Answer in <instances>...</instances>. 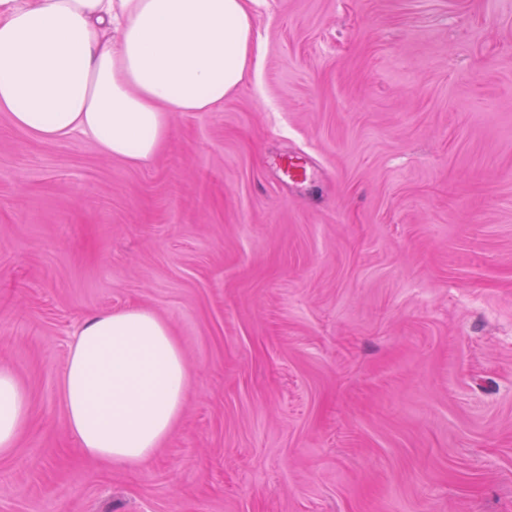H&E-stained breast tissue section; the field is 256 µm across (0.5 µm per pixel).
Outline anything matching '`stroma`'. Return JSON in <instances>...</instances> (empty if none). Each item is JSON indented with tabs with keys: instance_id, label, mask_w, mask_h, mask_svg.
<instances>
[{
	"instance_id": "obj_1",
	"label": "stroma",
	"mask_w": 512,
	"mask_h": 512,
	"mask_svg": "<svg viewBox=\"0 0 512 512\" xmlns=\"http://www.w3.org/2000/svg\"><path fill=\"white\" fill-rule=\"evenodd\" d=\"M251 9L240 87L147 163L0 112V362L31 399L0 512H512V0ZM135 306L190 384L127 469L82 456L59 379Z\"/></svg>"
}]
</instances>
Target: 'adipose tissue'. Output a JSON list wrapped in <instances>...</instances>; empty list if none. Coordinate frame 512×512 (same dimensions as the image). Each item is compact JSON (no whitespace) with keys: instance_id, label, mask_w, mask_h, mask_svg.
Wrapping results in <instances>:
<instances>
[{"instance_id":"obj_1","label":"adipose tissue","mask_w":512,"mask_h":512,"mask_svg":"<svg viewBox=\"0 0 512 512\" xmlns=\"http://www.w3.org/2000/svg\"><path fill=\"white\" fill-rule=\"evenodd\" d=\"M256 45L251 0H0V112L39 139H94L133 164L170 140L173 112H208L242 83ZM182 349L155 312L101 311L79 325L60 379L84 454L149 459L181 417ZM30 418L0 365V456Z\"/></svg>"}]
</instances>
